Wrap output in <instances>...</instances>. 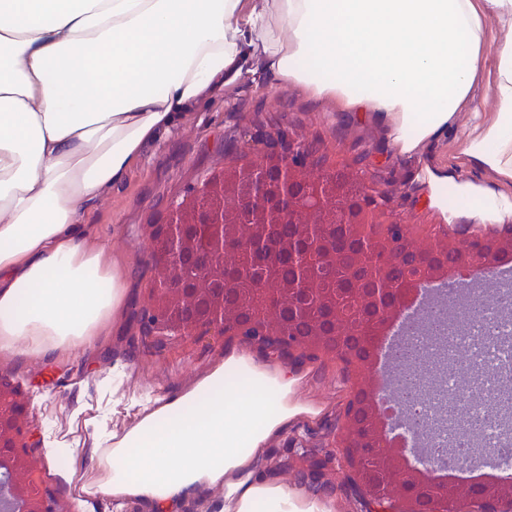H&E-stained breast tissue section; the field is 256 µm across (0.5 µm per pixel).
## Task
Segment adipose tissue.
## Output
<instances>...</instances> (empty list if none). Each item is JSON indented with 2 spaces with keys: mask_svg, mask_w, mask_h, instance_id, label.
I'll return each instance as SVG.
<instances>
[{
  "mask_svg": "<svg viewBox=\"0 0 512 512\" xmlns=\"http://www.w3.org/2000/svg\"><path fill=\"white\" fill-rule=\"evenodd\" d=\"M494 54L496 108L473 90ZM345 112H370L398 153L470 110L465 153L512 178V0H0V355L90 345L126 288L84 210L142 149L244 72ZM288 370L231 352L192 387L146 397L102 431L89 474L52 441L44 461L78 500L178 512H333L269 478L259 454L288 426Z\"/></svg>",
  "mask_w": 512,
  "mask_h": 512,
  "instance_id": "ef3b65f1",
  "label": "adipose tissue"
}]
</instances>
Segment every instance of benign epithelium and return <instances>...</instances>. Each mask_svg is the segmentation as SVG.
Returning a JSON list of instances; mask_svg holds the SVG:
<instances>
[{
	"instance_id": "7a95c632",
	"label": "benign epithelium",
	"mask_w": 512,
	"mask_h": 512,
	"mask_svg": "<svg viewBox=\"0 0 512 512\" xmlns=\"http://www.w3.org/2000/svg\"><path fill=\"white\" fill-rule=\"evenodd\" d=\"M234 155V164L220 172H207L173 199L163 224L151 225L147 248L141 262L149 270L142 288V299L135 312L136 332L131 341L143 346H163L169 340H203L228 333L256 350L273 353L288 367L332 353L352 379L351 395L342 407L341 431L330 447L339 455H317L305 448H271L266 464L292 473L303 485L324 486L330 472L339 469L348 487L366 504V512H447L449 485L423 484L414 474L401 472L394 478L399 493L375 499L365 493L359 480L358 460L371 451L374 433L362 431L358 419L364 411L362 394L369 388L362 371L370 362L367 342L351 350L336 347L340 324L336 306L324 297L318 299L317 323L321 339L314 345H299L279 336L274 317L279 312L276 286L258 289L255 312L224 315V283L238 276L237 269H224V225L237 222L242 210L253 213L257 235L248 243L252 256L267 251L262 228L269 224H322L324 213L334 208L336 190L349 184L359 192L347 203L338 224H376V248L367 255L368 265H399L406 254L415 255L413 266L435 276L430 261L434 238L423 245L413 244L402 251L407 238L388 206L387 192L376 188L378 168L368 163L358 169L329 163L328 155L312 143L283 132H263L242 142L225 145ZM448 252V268L473 265L476 255L512 254V225L492 228L448 229L442 235ZM304 263L327 264L336 260V240L325 238L311 251L304 250ZM405 290L371 289L370 307L373 337L386 326L391 314L407 303ZM29 402L20 397L17 386L0 375V512H57L54 496L41 487L32 449L41 438L27 424ZM457 512H512V499L506 501L474 487L471 496Z\"/></svg>"
}]
</instances>
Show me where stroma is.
<instances>
[{"label":"stroma","instance_id":"1","mask_svg":"<svg viewBox=\"0 0 512 512\" xmlns=\"http://www.w3.org/2000/svg\"><path fill=\"white\" fill-rule=\"evenodd\" d=\"M468 113L429 140L412 155L394 152L386 139L385 125L371 114L340 112L328 102L292 88L275 87L244 76L228 93H217L200 105L185 122L148 143L138 165L126 180L113 187L87 216L95 243L112 250V258L127 271L126 298L112 320L102 344L85 351L51 359H0V373L19 383L31 399L29 423L39 433L54 426L67 430L81 469H88L96 439L93 422L102 408L99 379L112 368L125 372L128 394L165 396L191 387L224 358L225 352L243 350L238 339L169 344L163 351L128 348L130 317L140 297L146 272L138 261V247L150 224L166 219L167 206L184 187L201 174L222 169L228 158L224 142L239 137L246 128L268 131L286 129L316 142L331 153L337 165L357 164L354 140L376 147L377 164L392 168L408 198H394L392 205L411 235L418 240L451 225L510 224L512 216L492 215L476 206L436 200L431 183H465L475 193H512V180L504 179L467 159L463 139ZM295 380L288 402L295 414L287 429L270 441L279 448L290 438L302 439L309 448L331 440L339 427L337 413L345 402L349 382L332 357L295 366Z\"/></svg>","mask_w":512,"mask_h":512}]
</instances>
